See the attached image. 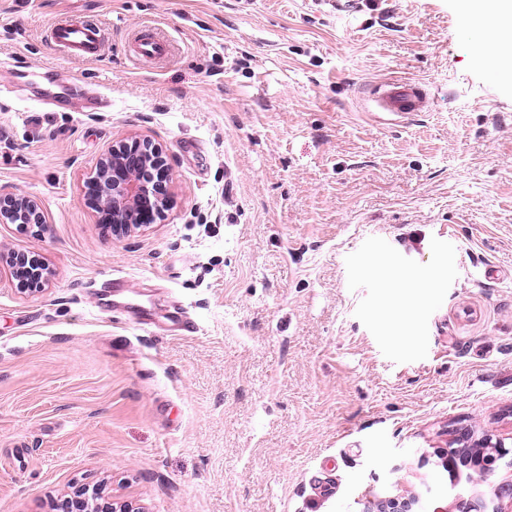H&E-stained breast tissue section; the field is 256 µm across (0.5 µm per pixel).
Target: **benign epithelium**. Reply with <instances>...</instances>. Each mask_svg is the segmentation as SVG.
<instances>
[{
	"label": "benign epithelium",
	"instance_id": "benign-epithelium-1",
	"mask_svg": "<svg viewBox=\"0 0 512 512\" xmlns=\"http://www.w3.org/2000/svg\"><path fill=\"white\" fill-rule=\"evenodd\" d=\"M171 169L156 145L148 139H134L105 151L87 178V190L103 222L112 225V235L124 237L143 227L142 216L152 210L163 216L169 198L162 197L159 185L169 183ZM41 205L27 195L0 188V224L20 227L44 225ZM484 448L474 454L469 448H454L444 466L465 473V484L452 496V508L440 512H503L502 501L512 500V480L492 481L493 463L512 453L483 440ZM97 494L90 489L61 500V506L79 512H98ZM422 495L395 494L369 497L360 512H421Z\"/></svg>",
	"mask_w": 512,
	"mask_h": 512
}]
</instances>
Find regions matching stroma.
I'll return each mask as SVG.
<instances>
[{
    "mask_svg": "<svg viewBox=\"0 0 512 512\" xmlns=\"http://www.w3.org/2000/svg\"><path fill=\"white\" fill-rule=\"evenodd\" d=\"M65 18L104 49L55 50ZM145 25L178 54L139 61ZM490 46L462 0H0V187L47 213L0 224V252L50 272L32 293L0 265V512L93 486L143 512H359L436 488L463 431L512 449V81ZM392 79L425 111L376 108ZM135 137L171 202L118 238L85 182ZM373 101L387 114L408 118L425 110L427 92L424 86L416 81H388L375 90Z\"/></svg>",
    "mask_w": 512,
    "mask_h": 512,
    "instance_id": "35a3bbf8",
    "label": "stroma"
}]
</instances>
